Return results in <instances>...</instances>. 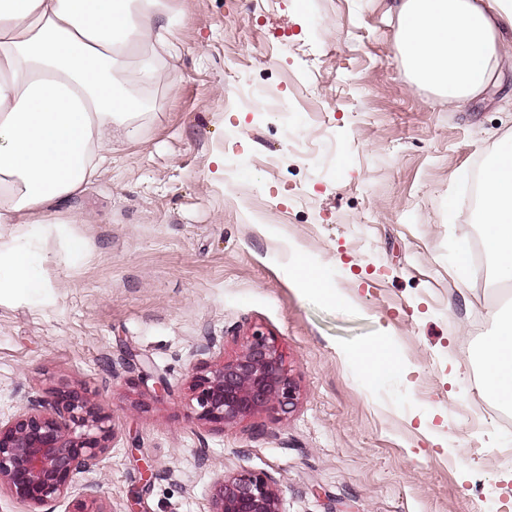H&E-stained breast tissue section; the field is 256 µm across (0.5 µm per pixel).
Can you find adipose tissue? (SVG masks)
I'll return each instance as SVG.
<instances>
[{
	"label": "adipose tissue",
	"mask_w": 512,
	"mask_h": 512,
	"mask_svg": "<svg viewBox=\"0 0 512 512\" xmlns=\"http://www.w3.org/2000/svg\"><path fill=\"white\" fill-rule=\"evenodd\" d=\"M399 48L420 81L459 108L495 80L512 37V0H401ZM160 16L141 0H0V224L83 192L112 156V129L141 105L113 70L139 46L164 49ZM480 221L495 279L512 282V138L484 173ZM42 295L34 253L0 244V291ZM481 347L482 392L512 406V312Z\"/></svg>",
	"instance_id": "obj_1"
}]
</instances>
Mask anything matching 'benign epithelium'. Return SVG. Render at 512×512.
Segmentation results:
<instances>
[{
  "label": "benign epithelium",
  "mask_w": 512,
  "mask_h": 512,
  "mask_svg": "<svg viewBox=\"0 0 512 512\" xmlns=\"http://www.w3.org/2000/svg\"><path fill=\"white\" fill-rule=\"evenodd\" d=\"M197 419L232 426L259 413L288 415L297 399L276 339L254 331L232 358L202 365L191 376ZM112 414L70 389L48 402L29 405L0 418V494L25 512H52L48 505L70 499L68 512H108L99 486L71 496L77 475L95 470L114 440ZM209 512H283L276 483L263 473L241 470L215 474Z\"/></svg>",
  "instance_id": "7a95c632"
}]
</instances>
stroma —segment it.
I'll list each match as a JSON object with an SVG mask.
<instances>
[{"label":"stroma","mask_w":512,"mask_h":512,"mask_svg":"<svg viewBox=\"0 0 512 512\" xmlns=\"http://www.w3.org/2000/svg\"><path fill=\"white\" fill-rule=\"evenodd\" d=\"M159 2L168 51L125 61L153 71L135 138L113 131L111 164L46 209L67 227L35 242L44 294L0 297V415L61 386L109 408L114 442L73 486L100 484L109 512H208L215 473L241 469L284 512H512V407L480 392L477 358L512 291L453 251L487 232L463 180L512 135V49L457 110L399 55L395 0ZM232 73L297 98L293 133L242 109ZM292 243L331 294L283 269ZM257 329L296 407L197 420L193 368ZM378 343L397 363L375 380L358 358Z\"/></svg>","instance_id":"1"}]
</instances>
